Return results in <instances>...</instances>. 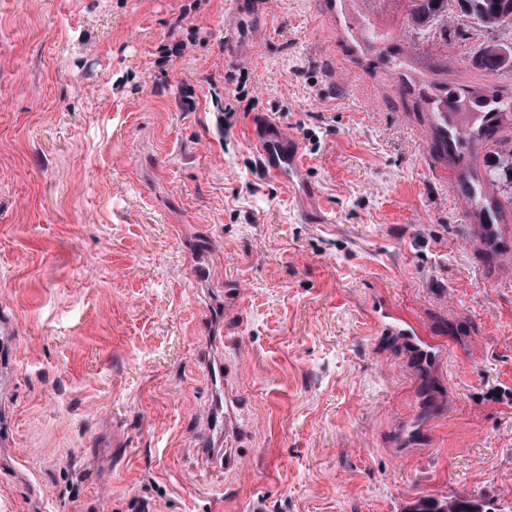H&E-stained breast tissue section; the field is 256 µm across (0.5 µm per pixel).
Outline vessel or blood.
Here are the masks:
<instances>
[{"label": "vessel or blood", "instance_id": "vessel-or-blood-1", "mask_svg": "<svg viewBox=\"0 0 512 512\" xmlns=\"http://www.w3.org/2000/svg\"><path fill=\"white\" fill-rule=\"evenodd\" d=\"M371 0H328L318 24L339 29L364 52H381L386 67H399L401 88L426 96L424 115L426 169L458 203L474 252L489 259L512 258V236L503 231L507 209L498 190L484 177L489 149L512 148V102L489 86H469L434 79L430 64L405 46L389 42L379 24L371 23ZM250 142L262 169L287 185L303 216H311L315 189L305 178L299 146L278 124L264 121L251 128ZM377 324L418 357L432 361L439 351L426 348L423 332L391 308H384Z\"/></svg>", "mask_w": 512, "mask_h": 512}]
</instances>
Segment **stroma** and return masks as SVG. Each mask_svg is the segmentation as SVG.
<instances>
[{
    "mask_svg": "<svg viewBox=\"0 0 512 512\" xmlns=\"http://www.w3.org/2000/svg\"><path fill=\"white\" fill-rule=\"evenodd\" d=\"M401 43L474 57L512 28L449 7ZM259 16L260 44L239 30ZM326 0H0V311L17 362L0 512H512V275L487 285L422 163L420 109L316 27ZM184 42L162 60V45ZM347 60L355 76H336ZM244 88L230 130L215 122ZM298 140L318 214L259 165ZM447 349L415 358L381 305ZM223 359L242 438L224 435ZM409 512H494L487 503L477 497L450 495L448 497L420 498L408 509Z\"/></svg>",
    "mask_w": 512,
    "mask_h": 512,
    "instance_id": "stroma-1",
    "label": "stroma"
}]
</instances>
